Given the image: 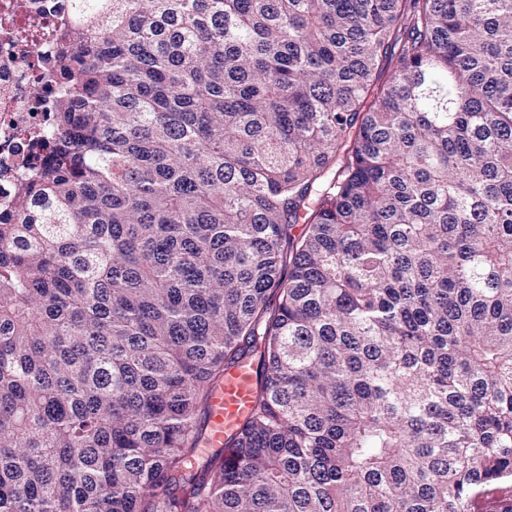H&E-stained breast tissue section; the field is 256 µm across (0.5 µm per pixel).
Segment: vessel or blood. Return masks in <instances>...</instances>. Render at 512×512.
Listing matches in <instances>:
<instances>
[{"instance_id": "obj_1", "label": "vessel or blood", "mask_w": 512, "mask_h": 512, "mask_svg": "<svg viewBox=\"0 0 512 512\" xmlns=\"http://www.w3.org/2000/svg\"><path fill=\"white\" fill-rule=\"evenodd\" d=\"M256 368L240 362L225 373L210 398L203 447L220 448L243 425L256 395Z\"/></svg>"}]
</instances>
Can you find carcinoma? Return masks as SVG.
Masks as SVG:
<instances>
[{"label": "carcinoma", "mask_w": 512, "mask_h": 512, "mask_svg": "<svg viewBox=\"0 0 512 512\" xmlns=\"http://www.w3.org/2000/svg\"><path fill=\"white\" fill-rule=\"evenodd\" d=\"M58 27L0 215V512H472L512 481V0ZM256 381V368L248 362H240L226 371L223 382L210 398L201 448H222L239 431L252 408Z\"/></svg>", "instance_id": "1"}]
</instances>
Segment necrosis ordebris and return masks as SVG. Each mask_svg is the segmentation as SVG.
Listing matches in <instances>:
<instances>
[{
    "label": "necrosis or debris",
    "mask_w": 512,
    "mask_h": 512,
    "mask_svg": "<svg viewBox=\"0 0 512 512\" xmlns=\"http://www.w3.org/2000/svg\"><path fill=\"white\" fill-rule=\"evenodd\" d=\"M69 0H0V212L16 207L15 191L28 174L30 142L47 124L35 111L34 86L54 50L53 27Z\"/></svg>",
    "instance_id": "necrosis-or-debris-1"
}]
</instances>
